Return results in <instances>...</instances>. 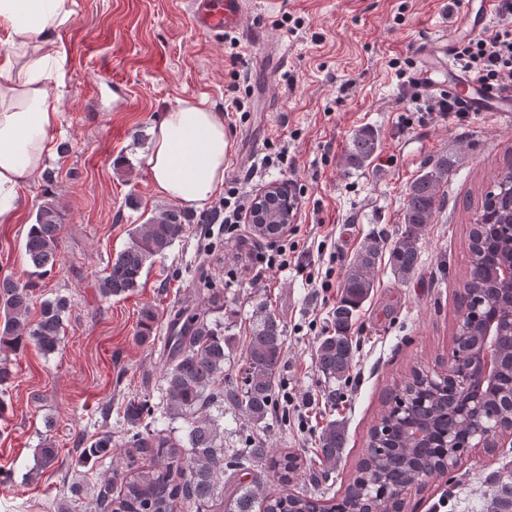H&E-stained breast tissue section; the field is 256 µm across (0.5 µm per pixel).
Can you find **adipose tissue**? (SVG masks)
Returning <instances> with one entry per match:
<instances>
[{
    "instance_id": "ef3b65f1",
    "label": "adipose tissue",
    "mask_w": 512,
    "mask_h": 512,
    "mask_svg": "<svg viewBox=\"0 0 512 512\" xmlns=\"http://www.w3.org/2000/svg\"><path fill=\"white\" fill-rule=\"evenodd\" d=\"M76 0H0L9 64L0 72V223L10 222L19 188L38 176L60 119L64 48L58 41ZM229 141L224 118L204 101L180 100L153 132L147 165L155 191L204 208L224 185Z\"/></svg>"
}]
</instances>
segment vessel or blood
I'll return each instance as SVG.
<instances>
[{
	"label": "vessel or blood",
	"mask_w": 512,
	"mask_h": 512,
	"mask_svg": "<svg viewBox=\"0 0 512 512\" xmlns=\"http://www.w3.org/2000/svg\"><path fill=\"white\" fill-rule=\"evenodd\" d=\"M247 8V0H190L189 14L198 33L218 36L236 24ZM420 54L424 62L422 79H430L432 68L442 69L449 76V92L464 97L471 111L512 117V99L493 96L456 66L453 38H440L437 44L422 47Z\"/></svg>",
	"instance_id": "b4317fda"
}]
</instances>
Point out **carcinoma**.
Segmentation results:
<instances>
[{"instance_id": "1", "label": "carcinoma", "mask_w": 512, "mask_h": 512, "mask_svg": "<svg viewBox=\"0 0 512 512\" xmlns=\"http://www.w3.org/2000/svg\"><path fill=\"white\" fill-rule=\"evenodd\" d=\"M378 138L370 129L356 132L347 148L345 163L362 168L375 157ZM448 179V157L434 160L429 169L418 176L407 189L403 206L405 231L389 249L391 269L401 280L418 269L422 253L421 233L440 205V187ZM512 218V167L496 173L482 193L472 214L469 242L472 254L471 281L474 299L469 303L463 321L459 322L460 345L479 336L497 311H506L508 290L512 286L491 278L486 269L494 266L508 252L509 236L504 226ZM194 217L176 207L156 210L129 233L127 246L108 263L99 288L105 297H120L138 287L145 269L153 259L165 255L182 236ZM61 212L54 196L49 195L38 206L34 224L24 242V254L34 274L44 277L53 272L60 248ZM382 241L366 239L356 258L345 272L342 295L331 310L330 333L319 341L316 364L327 378L342 380L349 376L356 344L351 330L360 306L369 298L379 263ZM37 283L5 278L0 281V387L13 377L9 355L34 344L44 352H53L61 343L63 316L70 308L65 296L41 303L36 323L28 320L31 297ZM156 321L155 312L142 311L139 337L150 339ZM224 330L210 326L189 307L173 314L163 356V382L166 410L170 417L188 419L185 439L177 441L161 432L142 426L153 418L154 405L146 395L130 399L124 410L129 425L125 447L128 448L123 491L118 501L108 499L107 492L97 495L101 512H174L177 502L187 512H224V467L236 466L248 471L251 480L234 486L231 512H315L317 499L304 494L270 495L264 492L261 474L273 469L284 481L300 475V457L267 446L261 439H249L243 448H224L218 442L219 426L200 413L224 384ZM285 330L280 318L267 305L256 310L240 390L233 394L237 406L255 423L272 414L276 379L284 364ZM430 372L415 370L403 384L402 395L387 402L371 431V458L361 460L357 475L351 479L345 494L337 503V512H352L365 507L373 512H392L400 490L416 477L420 460L434 463L442 459L443 437L448 423L462 404L461 395L448 389V381L434 384ZM485 410L489 416L512 423V405L485 392ZM346 442V429L341 423L328 422L319 436L316 458L323 472L336 469ZM141 448L153 449L148 466L138 464L135 453ZM112 451V436L103 434L91 441L82 453L86 462ZM36 468L46 469L57 460V449L50 444L38 449ZM497 512H512V486L500 484L494 490Z\"/></svg>"}]
</instances>
